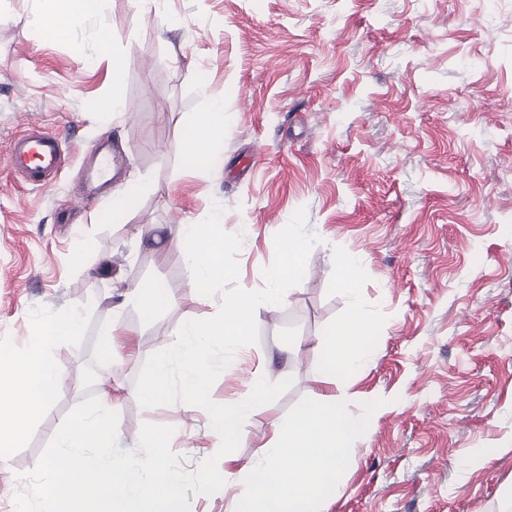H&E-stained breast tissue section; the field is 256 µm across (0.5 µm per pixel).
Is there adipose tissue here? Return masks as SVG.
Listing matches in <instances>:
<instances>
[{"mask_svg":"<svg viewBox=\"0 0 512 512\" xmlns=\"http://www.w3.org/2000/svg\"><path fill=\"white\" fill-rule=\"evenodd\" d=\"M223 131L224 106L216 101L183 131L186 163L207 168L212 146ZM77 329L76 315L49 318L24 356L0 362V428H8L13 437L24 432L25 412L46 403L64 381L62 372L47 361L46 349L54 341L74 335ZM374 331L369 318L360 311H351L331 331V348L316 373V382L330 385L352 377L364 362L361 345Z\"/></svg>","mask_w":512,"mask_h":512,"instance_id":"1","label":"adipose tissue"}]
</instances>
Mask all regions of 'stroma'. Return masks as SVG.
Here are the masks:
<instances>
[{
	"label": "stroma",
	"mask_w": 512,
	"mask_h": 512,
	"mask_svg": "<svg viewBox=\"0 0 512 512\" xmlns=\"http://www.w3.org/2000/svg\"><path fill=\"white\" fill-rule=\"evenodd\" d=\"M47 0H0V157L26 116L73 145L34 188L0 164V357L32 346L43 321L79 310L75 335L48 347L66 376L0 447V512L66 413L112 378L118 446L142 423L174 427L196 471L220 445L203 408L141 407L145 360L171 346L199 299L180 223L213 205L243 236L238 282L264 285L274 236L298 208L319 236L301 283L260 309V340L213 383L214 403L258 379H291L249 418L233 456L256 459L302 398L382 400L327 512H503L512 501V0H103L49 37ZM120 62L122 80L112 81ZM119 97L117 112L101 102ZM220 100L229 120L210 166L187 167L182 133ZM123 149L138 207L99 221L109 187L87 196L86 145ZM260 163L250 164L257 150ZM356 257L357 295L339 278ZM153 281L173 299L145 316L123 286ZM376 324L350 380L321 388L329 332L352 308ZM120 332L115 354L103 347Z\"/></svg>",
	"instance_id": "stroma-1"
}]
</instances>
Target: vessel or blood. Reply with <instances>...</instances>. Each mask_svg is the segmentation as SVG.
<instances>
[{
    "label": "vessel or blood",
    "mask_w": 512,
    "mask_h": 512,
    "mask_svg": "<svg viewBox=\"0 0 512 512\" xmlns=\"http://www.w3.org/2000/svg\"><path fill=\"white\" fill-rule=\"evenodd\" d=\"M64 161L61 138L38 126L28 127L15 137L5 158L10 171L22 174L35 186L44 185L56 177Z\"/></svg>",
    "instance_id": "1"
}]
</instances>
